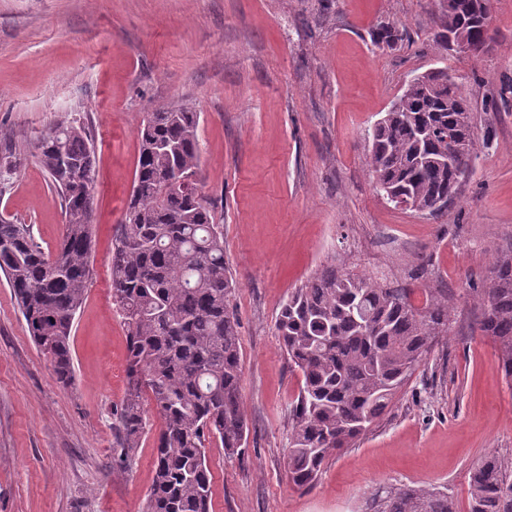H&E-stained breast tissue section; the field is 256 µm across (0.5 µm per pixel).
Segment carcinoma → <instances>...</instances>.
<instances>
[{
	"label": "carcinoma",
	"instance_id": "1",
	"mask_svg": "<svg viewBox=\"0 0 512 512\" xmlns=\"http://www.w3.org/2000/svg\"><path fill=\"white\" fill-rule=\"evenodd\" d=\"M431 41L444 49L454 33L470 43L489 30L472 0H438ZM403 41L382 25L374 43ZM464 100L461 86L439 69L408 83L398 110L368 131L367 166L376 188L403 197L411 210L433 214L451 202L455 171L477 157L472 112H450ZM199 113L171 107L145 113L132 192L112 239V303L127 331V389L115 413L112 453L128 463L151 430L147 408L160 420L152 486L143 512H210L212 473L206 449L217 443L228 458L245 447L248 424L240 396L242 338L232 298L236 288L224 259V234L201 193ZM456 132L463 155L448 149ZM42 166L58 194L65 224L46 253L26 224L0 218V272L30 335L50 361L56 382L75 384L73 319L84 302L94 247L95 145L77 121L39 140ZM481 331L495 345L497 369L512 381V245L480 287L470 291ZM449 294L431 288L416 306L402 288L369 275L327 266L282 305L276 330L288 362L301 376L292 403L287 467L292 483L309 488L328 456L348 448L380 418L423 361L448 334ZM512 457L489 453L472 469L468 512H512ZM380 512H456L448 494L401 489Z\"/></svg>",
	"mask_w": 512,
	"mask_h": 512
}]
</instances>
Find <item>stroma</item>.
Here are the masks:
<instances>
[{
	"label": "stroma",
	"mask_w": 512,
	"mask_h": 512,
	"mask_svg": "<svg viewBox=\"0 0 512 512\" xmlns=\"http://www.w3.org/2000/svg\"><path fill=\"white\" fill-rule=\"evenodd\" d=\"M435 0H0V216L54 250L64 215L37 143L79 121L96 154L92 279L62 389L0 275V512H141L154 475L146 434L114 466L126 331L110 293L111 241L132 190L144 113H199L202 192L237 282L241 456L211 447V512H376L427 487L468 512L469 473L512 456V383L496 368L470 288L512 244V0H490L486 53L441 57ZM401 47L372 42L376 27ZM447 67L474 105L478 155L448 209L394 207L367 169V132L406 80ZM345 263L422 305L454 296L456 322L381 419L333 452L317 483L288 478V413L301 385L275 329L283 302Z\"/></svg>",
	"instance_id": "obj_1"
}]
</instances>
